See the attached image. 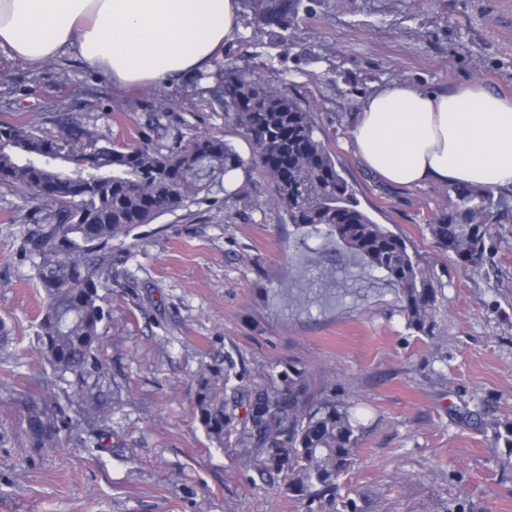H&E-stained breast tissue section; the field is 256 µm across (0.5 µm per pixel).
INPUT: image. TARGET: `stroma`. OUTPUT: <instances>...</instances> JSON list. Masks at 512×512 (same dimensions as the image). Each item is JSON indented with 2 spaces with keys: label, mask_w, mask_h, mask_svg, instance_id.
<instances>
[{
  "label": "stroma",
  "mask_w": 512,
  "mask_h": 512,
  "mask_svg": "<svg viewBox=\"0 0 512 512\" xmlns=\"http://www.w3.org/2000/svg\"><path fill=\"white\" fill-rule=\"evenodd\" d=\"M224 54L169 89L164 124L223 137L245 166L139 228L115 250L101 288L103 373L54 376L36 352L43 307L16 222L26 195L0 188V512H304L279 476L245 467L242 448L208 440L194 413L195 376L230 361L234 383L267 387L288 368L309 392L349 403L362 427L339 496L362 512H512L491 423L512 421V223L497 225L481 270L459 267L426 229L448 187H396L351 142L362 101L394 80L445 92L479 83L512 98V37L479 17L480 0H238ZM256 66L310 105L319 137L361 208L401 236L440 282L436 327L408 329L398 292L359 258L290 224L241 129L228 122L220 71ZM158 89L119 92L64 55L42 67L0 57V120L58 133L63 118L136 142ZM248 198L225 207V191ZM69 425L62 447L26 448L15 393L41 378ZM108 412L87 424L82 397Z\"/></svg>",
  "instance_id": "1"
}]
</instances>
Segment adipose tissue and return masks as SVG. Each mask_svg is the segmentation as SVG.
I'll use <instances>...</instances> for the list:
<instances>
[{
    "label": "adipose tissue",
    "mask_w": 512,
    "mask_h": 512,
    "mask_svg": "<svg viewBox=\"0 0 512 512\" xmlns=\"http://www.w3.org/2000/svg\"><path fill=\"white\" fill-rule=\"evenodd\" d=\"M237 0H0V54L38 68L66 53L114 88H172L211 68ZM389 184L512 189V98L470 83L447 93L395 80L366 98L352 129Z\"/></svg>",
    "instance_id": "1"
}]
</instances>
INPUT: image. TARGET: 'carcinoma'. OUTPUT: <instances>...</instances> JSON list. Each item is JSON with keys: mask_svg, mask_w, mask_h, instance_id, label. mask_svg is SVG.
Listing matches in <instances>:
<instances>
[{"mask_svg": "<svg viewBox=\"0 0 512 512\" xmlns=\"http://www.w3.org/2000/svg\"><path fill=\"white\" fill-rule=\"evenodd\" d=\"M224 110L252 142L274 191V204L298 227H309L358 256L368 272H381L397 288L407 327L428 335L435 327L438 282L403 238L360 208L353 187L318 136L314 115L246 66L224 71ZM177 101L162 95L147 119L152 134L138 143L98 145L78 122L49 135L36 124L0 121V186L29 191L35 202L19 252L44 294L36 331L39 353L56 372L83 377L101 371L97 358L107 318L99 288L112 274V250L132 232L208 195L243 166L224 139L200 132L190 138L162 123ZM448 207L432 214L427 229L436 246L458 265L477 270L492 226L512 218V207L491 187L455 185ZM282 387L245 389L230 371L208 365L197 374L195 414L218 446L235 439L260 467L282 477L288 495L309 512H360L356 499L338 500L339 480L356 455L362 427L336 396L308 397L302 374L281 377ZM40 394L20 400L19 432L31 448H59L64 419ZM245 407L238 423L236 410ZM493 445L512 464V421L495 422Z\"/></svg>", "mask_w": 512, "mask_h": 512, "instance_id": "obj_1", "label": "carcinoma"}]
</instances>
